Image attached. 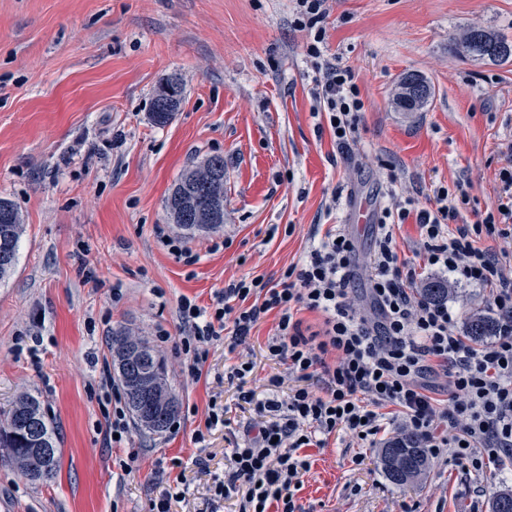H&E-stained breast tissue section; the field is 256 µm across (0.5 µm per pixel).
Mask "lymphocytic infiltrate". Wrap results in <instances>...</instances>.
<instances>
[{"label": "lymphocytic infiltrate", "instance_id": "1", "mask_svg": "<svg viewBox=\"0 0 512 512\" xmlns=\"http://www.w3.org/2000/svg\"><path fill=\"white\" fill-rule=\"evenodd\" d=\"M326 0H296L294 26L307 32L306 54L315 69L314 98L351 150L364 103L349 69L331 61L318 27ZM498 203L481 222L460 223L467 194L433 190L432 207L414 198L393 200L379 217L366 263L336 224L314 225L297 263L277 279L244 276L217 292L209 307L182 298L183 336L177 351L185 371L200 378L215 343L228 350L245 343L267 314H275L266 357L285 374H272L267 393L249 388L252 361L238 359L226 373L237 383V406L252 414L251 431L224 456V473L209 488L214 504L232 512H306L296 493L312 467L309 448L325 447L345 432L375 444L390 425L419 436L430 460L452 461L470 475L512 462V251L484 245L482 234L512 239V170L500 173ZM414 220L416 260L401 257L396 229ZM486 291L498 315L492 340L476 344L457 329L447 302L418 296L423 271ZM365 279V303L352 300ZM319 314V327L301 314ZM296 385L287 397L285 377ZM445 398H437V389ZM107 437L127 438L130 422L110 369L99 379Z\"/></svg>", "mask_w": 512, "mask_h": 512}]
</instances>
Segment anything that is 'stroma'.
I'll list each match as a JSON object with an SVG mask.
<instances>
[{
	"instance_id": "obj_1",
	"label": "stroma",
	"mask_w": 512,
	"mask_h": 512,
	"mask_svg": "<svg viewBox=\"0 0 512 512\" xmlns=\"http://www.w3.org/2000/svg\"><path fill=\"white\" fill-rule=\"evenodd\" d=\"M327 46L355 76L364 102L358 150L343 157L325 115L314 114L305 32L292 0H0V198L24 218L13 276L0 282V412L38 398L59 438L56 477L34 484L0 459V512H147L155 478L188 465L185 501L205 512L212 473L242 439L249 413L235 409L215 346L200 380L179 367L181 298L210 306L225 282L279 274L302 256L314 224H340L348 202L381 210L387 168L402 188L464 183L468 222L492 209L512 143V60L475 61L455 47L478 27L512 36V0H328ZM432 87L415 112L394 103L404 73ZM174 77L183 101L155 125L152 99ZM224 159V224L189 238L188 264L157 242L165 200L184 169ZM220 250H213V243ZM120 297H113V289ZM178 399V429L105 437L96 395L113 330L152 338ZM267 317L245 345L263 391L273 365ZM230 405L231 424L205 444L195 435L210 400ZM330 437L297 496L311 512H490L512 469L488 478L431 464L408 485L390 482L378 446ZM138 458L131 472L118 459ZM361 464H354V457ZM208 461L199 468L197 458Z\"/></svg>"
}]
</instances>
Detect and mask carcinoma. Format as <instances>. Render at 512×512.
Returning <instances> with one entry per match:
<instances>
[{
	"label": "carcinoma",
	"instance_id": "1",
	"mask_svg": "<svg viewBox=\"0 0 512 512\" xmlns=\"http://www.w3.org/2000/svg\"><path fill=\"white\" fill-rule=\"evenodd\" d=\"M473 29H467L457 42L460 50L474 59L482 54L480 45L472 37ZM407 83L399 89L394 101L398 108L415 112L422 108L431 96V87L417 73L406 76ZM179 105L165 107L160 93L152 101V118L158 125L170 121ZM194 168H188L175 182L165 201L168 219H173L174 210L181 201L205 190L224 191V183L204 187L193 177ZM24 224L18 209L7 199H0V250L7 258L0 261V282L7 279L17 263L19 242ZM451 289L448 283L435 280L427 283L421 296L429 301L448 298ZM497 333V321L480 312L470 314L464 325V335L474 343ZM136 344L143 350V357L128 365L123 363L122 353L128 344ZM113 360L118 370L119 382L127 405L136 424L151 433H162L168 429L178 412V401L168 387V371L143 336H133L123 329L112 331ZM32 448H48L52 456L44 459L34 457ZM0 449L21 473L33 482H47L57 474L60 457L57 448V433L48 421L39 400L26 395L17 399L0 419ZM381 462L386 478L397 485L411 483L430 467V460L421 440L415 435L394 438L386 442L381 450ZM491 512H512V489L493 493Z\"/></svg>",
	"mask_w": 512,
	"mask_h": 512
}]
</instances>
